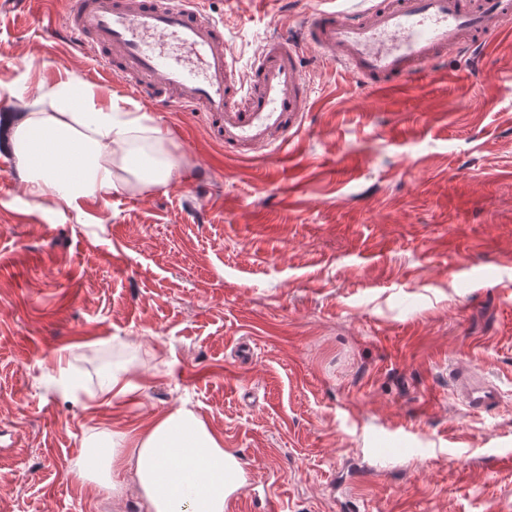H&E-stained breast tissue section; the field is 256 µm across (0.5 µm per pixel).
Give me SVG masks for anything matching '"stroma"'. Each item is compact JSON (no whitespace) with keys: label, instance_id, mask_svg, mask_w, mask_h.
<instances>
[{"label":"stroma","instance_id":"35a3bbf8","mask_svg":"<svg viewBox=\"0 0 512 512\" xmlns=\"http://www.w3.org/2000/svg\"><path fill=\"white\" fill-rule=\"evenodd\" d=\"M318 0H207L246 70ZM65 0L0 12V116L73 74L170 133L164 189L36 205L0 157V512H141L74 474L95 430L187 405L238 455L242 512H512V27L423 85L309 57L299 133L225 156L201 113L135 99L46 32ZM133 390L96 399L99 377ZM500 391L461 406L450 371ZM398 429L422 457L378 465ZM127 373L128 370L125 367H113L112 372L101 378L97 392L98 397L109 400H111L112 397H123L130 387V383L127 379Z\"/></svg>","mask_w":512,"mask_h":512}]
</instances>
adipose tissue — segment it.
Listing matches in <instances>:
<instances>
[{"label":"adipose tissue","instance_id":"adipose-tissue-1","mask_svg":"<svg viewBox=\"0 0 512 512\" xmlns=\"http://www.w3.org/2000/svg\"><path fill=\"white\" fill-rule=\"evenodd\" d=\"M19 110L0 135L15 149L26 192L53 201L58 213L83 198L108 200L133 187L168 186L178 169L168 133L147 113L98 101L76 77L16 95ZM74 473L97 491L120 494L131 475L144 512H225L247 474L224 438L193 410L178 406L141 428L104 430L84 441Z\"/></svg>","mask_w":512,"mask_h":512}]
</instances>
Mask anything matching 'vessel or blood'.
Here are the masks:
<instances>
[{
    "label": "vessel or blood",
    "instance_id": "b4317fda",
    "mask_svg": "<svg viewBox=\"0 0 512 512\" xmlns=\"http://www.w3.org/2000/svg\"><path fill=\"white\" fill-rule=\"evenodd\" d=\"M203 0H67L53 38L91 54L131 94L172 112H199L213 141L237 158L299 132L310 99L306 53L363 83L417 81L438 58L485 46L512 22V0H372L304 15L298 33L269 39L238 73L223 20ZM459 403L492 410L499 391L477 371L452 374Z\"/></svg>",
    "mask_w": 512,
    "mask_h": 512
}]
</instances>
